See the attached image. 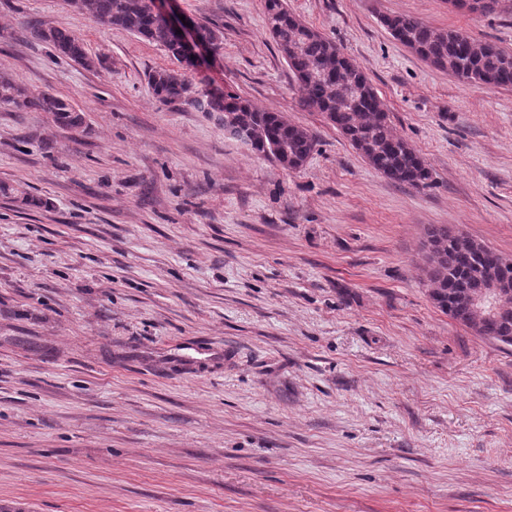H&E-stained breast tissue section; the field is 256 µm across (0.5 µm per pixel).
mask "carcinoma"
Instances as JSON below:
<instances>
[{
    "label": "carcinoma",
    "instance_id": "cac0c4a2",
    "mask_svg": "<svg viewBox=\"0 0 512 512\" xmlns=\"http://www.w3.org/2000/svg\"><path fill=\"white\" fill-rule=\"evenodd\" d=\"M68 5L96 22L123 29L163 47L178 68L148 73V83L162 103L189 102L205 112L224 113V124L246 136L255 153L287 170L304 166L317 142L305 127L281 112L259 109L236 95L201 93L187 78L179 46L166 22L155 12L154 0H68ZM266 29L286 61L304 107L322 113L329 124L375 170L399 184L426 187L432 173L422 157L392 131L385 111L364 72L336 44L288 9L287 0H264ZM383 25L394 39L430 65L474 84L512 87V51L493 42L458 39V31L435 30L411 15L385 16ZM31 38L55 57L85 68L94 58L71 31L33 23ZM199 35L221 51L224 34L206 23ZM0 103L17 111L47 112L63 128L81 127L84 116L63 98L17 83L0 74ZM428 259L424 268L429 297L441 312L477 336L512 345V304L488 312L469 296L501 279L505 258L442 224L427 229Z\"/></svg>",
    "mask_w": 512,
    "mask_h": 512
}]
</instances>
